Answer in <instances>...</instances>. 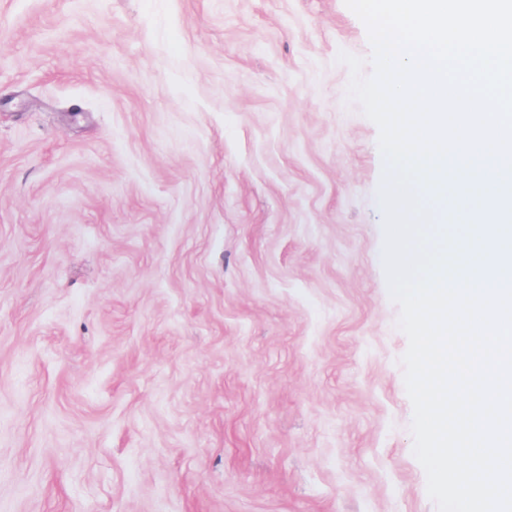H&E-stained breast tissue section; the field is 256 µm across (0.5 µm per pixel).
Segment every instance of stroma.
<instances>
[{"label":"stroma","instance_id":"stroma-1","mask_svg":"<svg viewBox=\"0 0 512 512\" xmlns=\"http://www.w3.org/2000/svg\"><path fill=\"white\" fill-rule=\"evenodd\" d=\"M344 0H0V512H438Z\"/></svg>","mask_w":512,"mask_h":512}]
</instances>
